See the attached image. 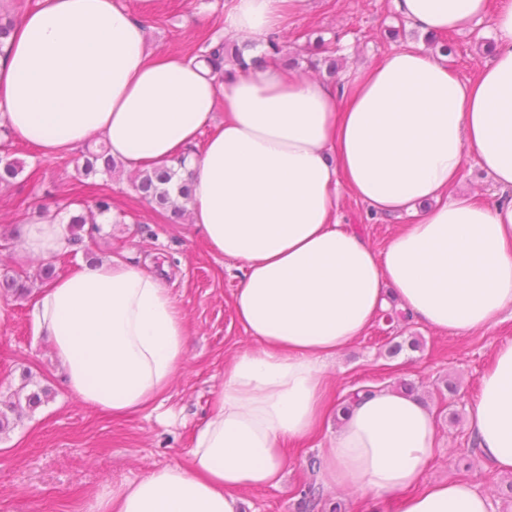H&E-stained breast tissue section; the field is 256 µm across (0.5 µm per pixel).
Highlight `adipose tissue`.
<instances>
[{
    "mask_svg": "<svg viewBox=\"0 0 512 512\" xmlns=\"http://www.w3.org/2000/svg\"><path fill=\"white\" fill-rule=\"evenodd\" d=\"M303 2L228 0L224 30L263 45ZM394 5L427 34L490 20L492 63L463 81L409 43L335 83L275 65L220 80L196 57L149 50L118 0H36L0 47V125L42 156L99 136L132 172L184 158L190 222L237 261L232 310L256 343L225 364L188 462L104 489L89 512H244V490L280 483L285 443L320 425L328 366L389 304L455 334L512 316V0L493 12L488 0ZM472 156L498 200L463 188ZM344 194L410 222L375 251L339 223ZM70 246L67 225L24 227L32 256ZM31 311L70 393L93 409L148 408L185 368V315L156 273L119 257L46 284ZM467 417L482 457L512 474V343ZM436 438L419 400L374 392L323 449L321 480L372 499L404 492L402 512H490L469 483L422 486Z\"/></svg>",
    "mask_w": 512,
    "mask_h": 512,
    "instance_id": "ef3b65f1",
    "label": "adipose tissue"
}]
</instances>
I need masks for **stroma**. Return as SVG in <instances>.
<instances>
[{"label": "stroma", "mask_w": 512, "mask_h": 512, "mask_svg": "<svg viewBox=\"0 0 512 512\" xmlns=\"http://www.w3.org/2000/svg\"><path fill=\"white\" fill-rule=\"evenodd\" d=\"M224 2L151 0L150 10L141 15L150 49L195 53L206 36L223 34ZM281 36L292 53L307 50L319 36L337 42L356 66L376 63L407 42L426 39L396 12L392 0H306L302 11L288 18ZM446 40L452 51L445 62L460 79L473 78L492 61L495 35L489 21L469 32L448 33ZM16 156L22 173L11 186L0 187V276L25 281L29 292L19 296L0 288V409L8 408L12 393L26 382L48 389L50 395L37 408L12 417L9 430L0 434V512H88L106 486L138 479L167 464L187 463L194 434L224 379L225 362L254 342L235 321L231 307L240 284L235 262L215 254L194 225L165 223L140 201L125 175L109 180L79 176L74 155L47 161L23 144ZM102 182L108 185L112 209L88 241V254L54 257L57 275L69 273L89 255L102 260L122 256L161 276L191 329L186 368L160 406L124 417L91 409L71 396L51 345L35 330L31 302L43 283L37 278L39 263L22 250L24 223L46 217L73 199L94 202ZM119 215L124 223H116ZM338 219L378 250L402 224L347 197L341 200ZM394 336L417 337L421 348L388 356ZM508 341L512 318L467 335L439 333L412 318L395 324L376 319L330 367L329 401L339 403L359 387L415 383L435 415L439 441L426 481L470 482L491 499L494 512H512V499L503 494L512 477L472 453L474 437L467 419L483 372ZM450 380L460 387L453 398L446 387ZM336 428L329 418L315 437L288 443L282 482L246 491V512H299L298 489L311 479L306 459L320 454Z\"/></svg>", "instance_id": "obj_1"}]
</instances>
